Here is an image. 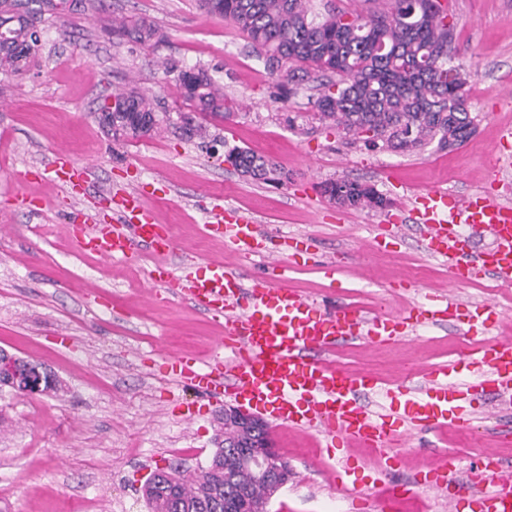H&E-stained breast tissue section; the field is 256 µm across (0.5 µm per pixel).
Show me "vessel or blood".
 Masks as SVG:
<instances>
[{
	"label": "vessel or blood",
	"mask_w": 512,
	"mask_h": 512,
	"mask_svg": "<svg viewBox=\"0 0 512 512\" xmlns=\"http://www.w3.org/2000/svg\"><path fill=\"white\" fill-rule=\"evenodd\" d=\"M56 182L68 191L87 186L94 168L72 163L65 153L52 161ZM114 221L89 225L75 213V243L82 251L106 260L133 256L152 249L159 261L150 272L152 282L184 298L207 314L224 318V334L206 360L182 354L169 357L167 370L184 385L220 404H236L268 414L279 424L315 431L328 448L365 447L378 452L387 470H395L402 456L397 447L403 428L422 431L441 428L472 429L479 404L488 397L512 402V339L486 343L500 321L495 307L477 304L461 310L445 299L428 298L404 317L382 313L364 316L346 306L329 313L316 300L284 285L285 261L279 253L262 251L258 228L241 215L227 216L223 205L212 207L202 231L223 237L227 246L246 255L262 254L267 271L243 286L237 272L220 262L198 270L194 259L171 267L167 257L174 244L141 202L138 192L125 187L103 198ZM425 252L447 261L454 282L466 283L487 274L512 281V206L497 194L483 190L453 196L434 189L420 197L410 212ZM487 235L490 250L471 256L468 232ZM466 321L468 349L457 361L427 371L419 389L399 384L382 387L369 373L353 374L336 367L328 356L342 342L357 338L383 343L416 331L421 326H443ZM453 467L446 461L421 472L418 481L382 484L379 497L385 506L414 496L418 485L448 492L449 512H512V470L505 468L493 449H486L475 476L480 494L451 484ZM352 458L343 468L329 471L330 489L352 493L357 512H367V497L359 494L350 477Z\"/></svg>",
	"instance_id": "1"
}]
</instances>
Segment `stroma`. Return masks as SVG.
<instances>
[{"label":"stroma","instance_id":"35a3bbf8","mask_svg":"<svg viewBox=\"0 0 512 512\" xmlns=\"http://www.w3.org/2000/svg\"><path fill=\"white\" fill-rule=\"evenodd\" d=\"M447 6L476 129L455 149L432 144L402 154L367 149L321 126L308 89L279 100L262 56L231 25L203 14L198 0H78L62 14L34 0L37 62L20 78L0 74L6 88L0 95V349L41 365L62 390L0 393V512H64L68 503L88 512H149L143 490L154 470L177 464L198 470L215 450L218 407L177 390L164 364L171 353L207 356L224 333L223 319L154 290L148 273L157 257L150 251L104 261L72 243L70 212L93 210L113 187L144 192L179 246L171 262L187 255L202 267L221 261L247 283L263 272L259 257L203 236L205 206L219 195L225 209L253 219L270 249H282L287 237L310 238V249L285 275L290 287L329 308L371 313L384 306L396 314L429 295L489 300L502 316L494 337L512 336V284L492 276L453 283L447 263L423 251L420 230L408 219L432 188L467 195L490 186L512 201V167L497 185L489 183L491 161L508 149L499 130L512 127V0H448ZM116 18L147 19L161 42L118 41L103 28ZM169 62L206 70L240 102L230 118L209 121L206 139L190 140L179 130L189 108L165 73ZM129 88L155 97L160 126L150 136L116 141L101 128L98 107ZM235 146L271 159L287 181L265 184L239 175L224 162L225 150ZM56 151L95 164L97 179L82 197L47 183L51 208H17L16 193L30 189L20 173L48 168ZM341 178L374 186L390 206L337 207L319 186ZM377 224L401 225L400 237L387 248H369ZM467 343L457 327H433L388 344H342L335 361L393 384L407 370L454 363ZM188 409L195 412L190 422ZM509 427L512 414L503 413L485 420L476 439L465 431L430 432L427 447L404 449L391 478L414 480L422 462L449 456L468 481L485 447L512 466V443L495 439ZM270 432L296 478L271 499L268 512H352L350 498L323 478L343 450L318 447L311 433L276 426Z\"/></svg>","mask_w":512,"mask_h":512}]
</instances>
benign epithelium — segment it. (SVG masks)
<instances>
[{"instance_id":"benign-epithelium-1","label":"benign epithelium","mask_w":512,"mask_h":512,"mask_svg":"<svg viewBox=\"0 0 512 512\" xmlns=\"http://www.w3.org/2000/svg\"><path fill=\"white\" fill-rule=\"evenodd\" d=\"M48 381H52L51 374L40 365L27 360L23 362L20 358L6 352L0 353L1 390L8 388L14 392L32 396L47 392L46 382ZM220 413L224 420L249 432L251 440L244 446V450L238 453V456L266 476L270 495H275L288 485L294 477L293 468L270 441L265 421L255 414L231 405L224 406ZM267 507L266 503L251 501L244 492L225 505V509L229 512H267Z\"/></svg>"}]
</instances>
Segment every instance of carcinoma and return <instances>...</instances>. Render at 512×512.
Returning a JSON list of instances; mask_svg holds the SVG:
<instances>
[{
	"label": "carcinoma",
	"mask_w": 512,
	"mask_h": 512,
	"mask_svg": "<svg viewBox=\"0 0 512 512\" xmlns=\"http://www.w3.org/2000/svg\"><path fill=\"white\" fill-rule=\"evenodd\" d=\"M205 13L230 22L256 49L279 78V96L286 99L304 83H313L318 120L351 139L380 140L392 150L406 145L422 149L432 143L443 150L473 135V117L465 106L466 80L453 64L456 24L440 0H385L386 8L366 14L315 8L312 0H200ZM36 17L30 0H0V72L22 76L39 53ZM112 35L145 45L157 35L145 20L114 21ZM453 76H448V71ZM176 83L184 100L202 117L226 119L234 101L203 69H180ZM116 108L99 116L115 138H140L158 128L148 95L128 89L112 94ZM228 156L241 174L259 182H279L285 175L267 157L233 147ZM329 199L344 207L376 208L377 193L357 180L325 183ZM213 465L197 474L177 467L174 481L163 488L145 487L150 512H177L189 503L198 512H224L219 500L239 487L263 491L265 476L245 463L224 469V449L212 454Z\"/></svg>",
	"instance_id": "carcinoma-1"
}]
</instances>
